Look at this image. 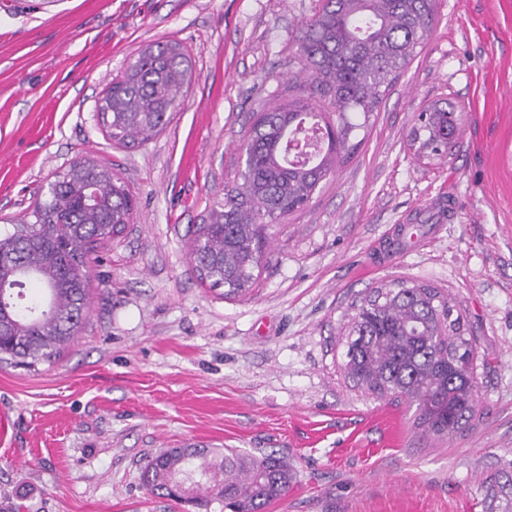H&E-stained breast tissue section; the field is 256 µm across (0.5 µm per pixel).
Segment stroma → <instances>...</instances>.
Returning <instances> with one entry per match:
<instances>
[{
    "instance_id": "obj_1",
    "label": "stroma",
    "mask_w": 512,
    "mask_h": 512,
    "mask_svg": "<svg viewBox=\"0 0 512 512\" xmlns=\"http://www.w3.org/2000/svg\"><path fill=\"white\" fill-rule=\"evenodd\" d=\"M317 6L0 0V230L79 160L138 201L92 256L75 341L32 369L0 365V512H187L141 468L188 445L287 456L296 480L264 512H512L486 497L512 476V0H437L356 153L268 227L248 295L219 296L189 259L256 113L298 94L296 39ZM158 40L187 50L185 105L150 141L116 144L97 102ZM441 99L463 112L456 145L418 157L410 132ZM400 280L438 288L477 338L475 417L444 438L343 369L355 304Z\"/></svg>"
}]
</instances>
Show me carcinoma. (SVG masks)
Masks as SVG:
<instances>
[{
  "label": "carcinoma",
  "mask_w": 512,
  "mask_h": 512,
  "mask_svg": "<svg viewBox=\"0 0 512 512\" xmlns=\"http://www.w3.org/2000/svg\"><path fill=\"white\" fill-rule=\"evenodd\" d=\"M436 0H319L297 39L306 77L298 97L261 112L247 132L240 182L195 225L189 258L202 281L226 298L254 286L269 225L302 209L349 151L430 31ZM188 90V59L176 42L141 49L112 78L98 110L116 143H145L160 133ZM320 99L330 111L319 112ZM411 131L418 154L446 157L448 129L463 121L457 107L438 101ZM53 192L31 212L33 221L0 234V285H18L0 311V362L33 367L52 362L82 327L90 295L89 254L120 235L134 214V197L109 167L84 160L55 175ZM95 188V201L84 202ZM34 281L52 314L39 319L19 304ZM457 305L437 289L399 282L377 289L352 317L345 370L379 398L417 405L434 435L461 428L474 416L476 340L465 335ZM141 479L154 496L200 512H261L288 493L295 470L274 453L173 448L144 465ZM192 489L176 495L172 480Z\"/></svg>",
  "instance_id": "carcinoma-1"
}]
</instances>
